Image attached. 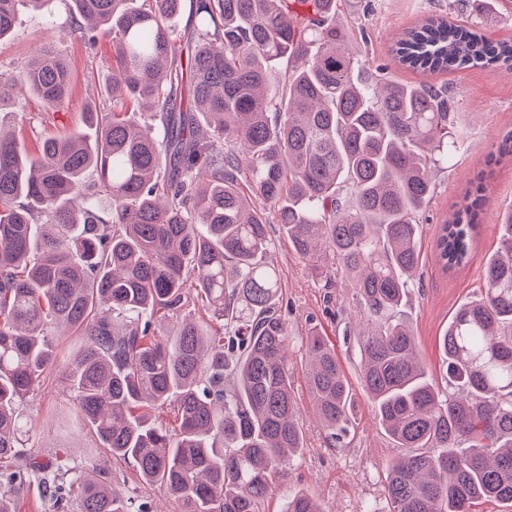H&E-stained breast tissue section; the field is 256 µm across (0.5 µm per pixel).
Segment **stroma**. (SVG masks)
<instances>
[{"label": "stroma", "instance_id": "obj_1", "mask_svg": "<svg viewBox=\"0 0 512 512\" xmlns=\"http://www.w3.org/2000/svg\"><path fill=\"white\" fill-rule=\"evenodd\" d=\"M367 3L344 0L342 17L366 27L369 60L373 63L383 62L392 38L418 19L420 5L427 3L443 10L448 7L446 0H380L373 9ZM43 49L58 51L70 65L72 88L65 105L50 109L21 87L0 95V130L15 133L32 155L38 154L43 140L81 130L84 112L112 108V100L106 95L111 75L107 66L113 51L111 37L100 36L92 43L75 38L64 0H45L37 10L19 7L11 37L0 41V77H19L30 56ZM443 81L454 100L465 142L453 153L447 167L434 174V198L420 220V279L404 308L419 356L440 387L446 375L440 338L460 304L480 295L485 261L499 246L501 215L512 208L509 156L493 168L489 202L471 262L455 273L441 271L434 245L442 219L472 176L484 167L489 154L512 134V73L475 68L444 75ZM268 234L269 260L281 278L282 301L288 309L290 381L300 407L304 446L264 501L262 512H282L289 494L299 491L315 498L325 512H363L368 506L385 512L384 470L400 450L374 420L361 384L356 340L346 333L353 310V284L339 276L333 287H323L280 225H270ZM312 327L335 349L357 400L355 420L337 441L323 429L311 401L304 343ZM63 372V366L54 367L23 408L39 434L40 455H47L49 447L67 446L76 462L91 463L105 472L116 491L147 501L153 512H179L176 501L142 482L130 467L99 447L94 433L85 427L69 400Z\"/></svg>", "mask_w": 512, "mask_h": 512}]
</instances>
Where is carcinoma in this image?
I'll list each match as a JSON object with an SVG mask.
<instances>
[{"instance_id": "1", "label": "carcinoma", "mask_w": 512, "mask_h": 512, "mask_svg": "<svg viewBox=\"0 0 512 512\" xmlns=\"http://www.w3.org/2000/svg\"><path fill=\"white\" fill-rule=\"evenodd\" d=\"M43 2L0 0V40L18 6ZM67 2L73 29L112 33V111L85 113L91 135L49 138L36 158L0 131V512H15L12 495L33 482L56 509L151 512L61 448L48 459L21 449L33 428L20 404L57 362L59 324L82 336L67 381L101 447L180 512H260L303 447L270 224L325 286L339 271L353 278L364 393L402 448L386 465L387 512H472L483 500L512 512V208L482 294L441 336L445 390L402 317L432 170L460 144L448 91L365 78L341 0H195L183 36L170 24L181 0ZM474 4L495 8L448 9ZM390 56L423 74L512 69V41L428 10ZM25 77L49 108L68 99L60 55L34 56ZM487 177L441 222L445 273L470 261ZM197 304L219 328L188 316L170 339L155 332L157 314ZM306 348L314 408L336 437L356 402L323 336L311 332ZM165 408L174 429L156 416ZM283 512L325 510L297 492Z\"/></svg>"}]
</instances>
